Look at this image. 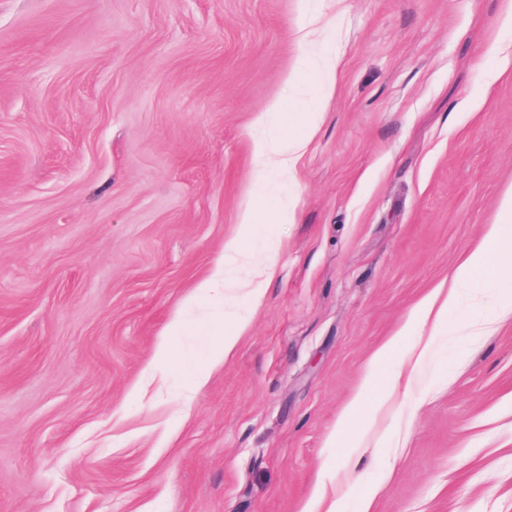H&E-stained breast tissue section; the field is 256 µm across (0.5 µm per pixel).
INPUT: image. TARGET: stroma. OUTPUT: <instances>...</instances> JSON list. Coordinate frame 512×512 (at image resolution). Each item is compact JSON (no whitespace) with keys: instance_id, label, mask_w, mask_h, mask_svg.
<instances>
[{"instance_id":"1","label":"stroma","mask_w":512,"mask_h":512,"mask_svg":"<svg viewBox=\"0 0 512 512\" xmlns=\"http://www.w3.org/2000/svg\"><path fill=\"white\" fill-rule=\"evenodd\" d=\"M512 0H0V512H512V282L462 294L352 458L331 444L372 352L495 223L512 184ZM344 64L296 178L255 138ZM306 83L294 93L289 71ZM259 225L276 247L224 368L184 295ZM275 272L276 261L272 257L265 265V267L262 269V271L256 275V279L253 282L252 287L250 288V291L248 293L249 297L252 300V303L256 307H259L263 303L265 296V284L267 281L274 277ZM327 493L325 484L319 480L310 497L302 503L298 512H338L336 503L327 505Z\"/></svg>"}]
</instances>
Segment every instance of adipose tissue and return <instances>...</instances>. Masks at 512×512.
<instances>
[{
  "mask_svg": "<svg viewBox=\"0 0 512 512\" xmlns=\"http://www.w3.org/2000/svg\"><path fill=\"white\" fill-rule=\"evenodd\" d=\"M323 109V103L319 102L304 110L301 132L289 135L276 144L257 142L255 152L263 165L291 176L295 175ZM265 221L266 216L262 209L250 206L242 212L235 243L223 253L209 275L196 284L192 295L183 303V312L177 313L171 319L167 326L169 339L158 346L156 361L166 362L173 358V339L183 334L186 326L184 312L195 305L198 296L204 295L216 302H223L226 270L237 265L240 256L245 252L246 243L250 242L258 225ZM511 223L512 187L505 189L500 199L498 223L487 226L482 239L460 260L448 285L431 289L423 295L394 335L372 353L361 387L340 414L332 435L333 443L343 448L352 447V430L359 423L374 417L396 391L411 388L414 372L409 365L411 362L421 361L425 353L413 349L402 351L401 342L405 336L428 325L435 328L441 326L462 291L478 287L482 275L488 274L503 281H512V237L505 236L502 232L503 225ZM245 327L246 323L242 320L225 323L223 311L213 314L210 334L214 338V345L206 365L191 380L189 392L183 399L184 405H191L194 391L205 386L212 372L232 358ZM397 356L401 357L403 368L387 375L382 374L381 364Z\"/></svg>",
  "mask_w": 512,
  "mask_h": 512,
  "instance_id": "1",
  "label": "adipose tissue"
}]
</instances>
